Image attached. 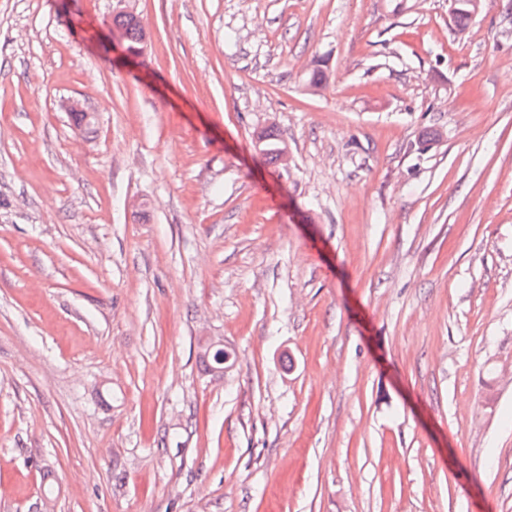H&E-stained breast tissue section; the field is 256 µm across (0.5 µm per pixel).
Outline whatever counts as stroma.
Masks as SVG:
<instances>
[{
    "mask_svg": "<svg viewBox=\"0 0 512 512\" xmlns=\"http://www.w3.org/2000/svg\"><path fill=\"white\" fill-rule=\"evenodd\" d=\"M0 512H512V0H0ZM112 25L118 30L113 31V40L121 46L124 44L130 54L138 55L143 48L145 35L136 16L123 11L116 12L112 17Z\"/></svg>",
    "mask_w": 512,
    "mask_h": 512,
    "instance_id": "1",
    "label": "stroma"
}]
</instances>
